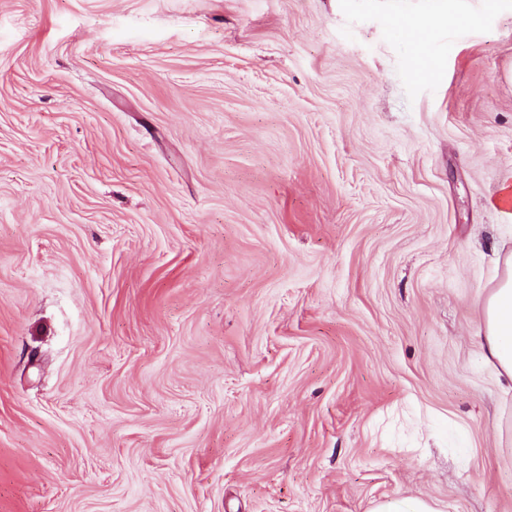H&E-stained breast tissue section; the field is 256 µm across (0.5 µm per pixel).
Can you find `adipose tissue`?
Listing matches in <instances>:
<instances>
[{
    "label": "adipose tissue",
    "instance_id": "ef3b65f1",
    "mask_svg": "<svg viewBox=\"0 0 512 512\" xmlns=\"http://www.w3.org/2000/svg\"><path fill=\"white\" fill-rule=\"evenodd\" d=\"M505 266L504 278L486 300L482 334L488 362L512 380V256Z\"/></svg>",
    "mask_w": 512,
    "mask_h": 512
}]
</instances>
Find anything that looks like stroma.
Listing matches in <instances>:
<instances>
[{
	"label": "stroma",
	"mask_w": 512,
	"mask_h": 512,
	"mask_svg": "<svg viewBox=\"0 0 512 512\" xmlns=\"http://www.w3.org/2000/svg\"><path fill=\"white\" fill-rule=\"evenodd\" d=\"M510 175L512 0H0V512H512ZM505 266L504 278L486 300L482 336L487 361L512 381V255ZM371 512H441V510L423 497L401 496L376 503Z\"/></svg>",
	"instance_id": "obj_1"
}]
</instances>
